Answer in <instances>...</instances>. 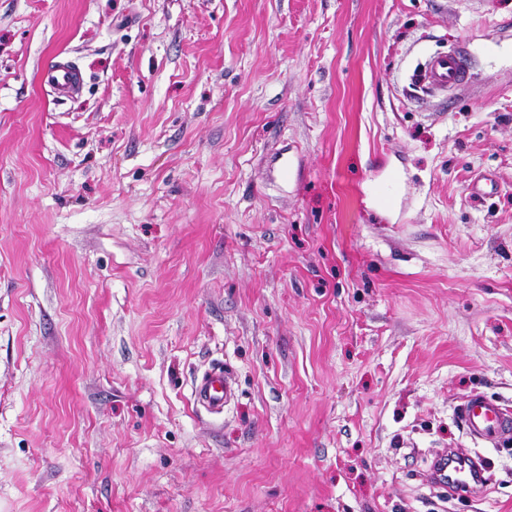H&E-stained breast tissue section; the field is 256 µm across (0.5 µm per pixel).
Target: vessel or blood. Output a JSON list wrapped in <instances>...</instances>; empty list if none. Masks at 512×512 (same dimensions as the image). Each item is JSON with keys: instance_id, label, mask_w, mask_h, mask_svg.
I'll return each instance as SVG.
<instances>
[{"instance_id": "vessel-or-blood-1", "label": "vessel or blood", "mask_w": 512, "mask_h": 512, "mask_svg": "<svg viewBox=\"0 0 512 512\" xmlns=\"http://www.w3.org/2000/svg\"><path fill=\"white\" fill-rule=\"evenodd\" d=\"M44 81L61 94L70 93L76 85L74 73L67 68L47 70ZM464 82L463 59L456 53L429 56L417 75L419 87L427 93L458 88ZM192 395L195 403L219 413L233 398L234 391L223 367L216 366L195 382ZM455 415L472 438L492 445L512 438V410L497 401L476 395L460 404ZM427 478L434 485L455 493L479 494L486 486L481 462L455 451L434 456Z\"/></svg>"}]
</instances>
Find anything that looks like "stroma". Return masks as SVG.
<instances>
[{"label": "stroma", "instance_id": "1", "mask_svg": "<svg viewBox=\"0 0 512 512\" xmlns=\"http://www.w3.org/2000/svg\"><path fill=\"white\" fill-rule=\"evenodd\" d=\"M474 394L512 408V0H0V512H512ZM464 82V63L462 57L457 53L430 55L417 75L419 87L427 93L458 88ZM45 83L55 88L59 94H68L74 90L76 79L74 73L67 68H51L44 73ZM192 395L195 403L213 413H221L234 397V391L224 375V368L216 366L194 383ZM483 473L481 461L445 450L434 456L427 478L446 491L480 495L487 486Z\"/></svg>", "mask_w": 512, "mask_h": 512}]
</instances>
